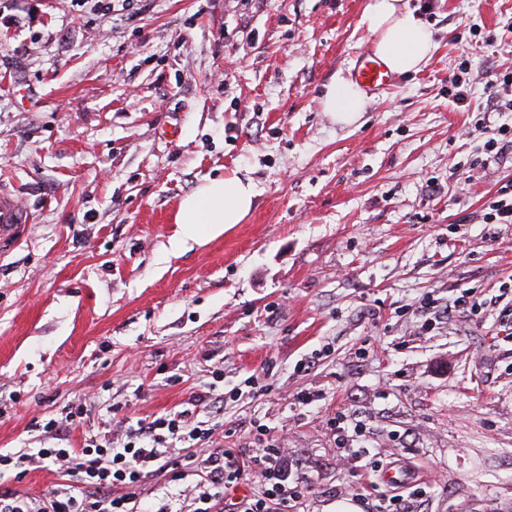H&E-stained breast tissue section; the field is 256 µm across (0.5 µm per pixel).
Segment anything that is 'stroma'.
<instances>
[{
    "label": "stroma",
    "mask_w": 512,
    "mask_h": 512,
    "mask_svg": "<svg viewBox=\"0 0 512 512\" xmlns=\"http://www.w3.org/2000/svg\"><path fill=\"white\" fill-rule=\"evenodd\" d=\"M406 2L435 51L342 127L321 98L372 46L367 0H0V182L34 215L0 255V450L58 446L65 404L87 409L71 448L112 405L183 411L247 462L240 493L287 447L301 512H381L389 469L419 512H512V224L489 217L512 185V0ZM231 172L247 220L171 250L180 201ZM217 368L220 416L195 400ZM340 421L382 470L341 459ZM64 480L33 463L8 486ZM191 498L150 475L138 508Z\"/></svg>",
    "instance_id": "1"
}]
</instances>
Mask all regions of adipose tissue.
Instances as JSON below:
<instances>
[{"instance_id":"adipose-tissue-1","label":"adipose tissue","mask_w":512,"mask_h":512,"mask_svg":"<svg viewBox=\"0 0 512 512\" xmlns=\"http://www.w3.org/2000/svg\"><path fill=\"white\" fill-rule=\"evenodd\" d=\"M362 22L373 37L374 53L395 73L418 71L435 49L431 30L405 0H368ZM366 103L360 87L343 78L330 84L321 100L323 110L342 126L354 125ZM256 195L250 178L232 175L208 179L180 201L176 215L180 231L173 248L203 243L243 223Z\"/></svg>"}]
</instances>
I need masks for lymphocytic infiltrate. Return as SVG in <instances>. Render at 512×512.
Masks as SVG:
<instances>
[{
  "instance_id": "lymphocytic-infiltrate-1",
  "label": "lymphocytic infiltrate",
  "mask_w": 512,
  "mask_h": 512,
  "mask_svg": "<svg viewBox=\"0 0 512 512\" xmlns=\"http://www.w3.org/2000/svg\"><path fill=\"white\" fill-rule=\"evenodd\" d=\"M119 426V433L105 434L98 443L38 449L37 462L63 467L69 476L68 482L39 499L6 488L24 458L0 453V512H135L137 491L146 475L169 473L177 480L184 475V465L168 454L173 441L209 450L193 466L198 475L194 512H228L224 497L238 485L245 462L234 449L215 445L213 429L189 425L181 412L148 421L124 418ZM287 460V449H264L258 459L263 467L262 493L243 496L229 512H299L307 488L303 482H289Z\"/></svg>"
}]
</instances>
